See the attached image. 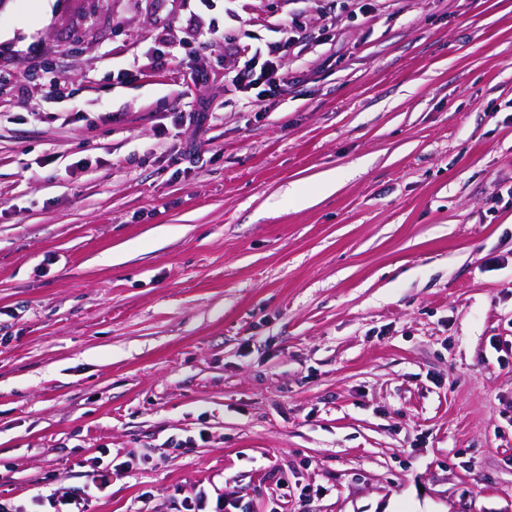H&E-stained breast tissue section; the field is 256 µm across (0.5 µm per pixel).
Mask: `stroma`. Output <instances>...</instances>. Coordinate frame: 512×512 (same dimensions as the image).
I'll use <instances>...</instances> for the list:
<instances>
[{"mask_svg": "<svg viewBox=\"0 0 512 512\" xmlns=\"http://www.w3.org/2000/svg\"><path fill=\"white\" fill-rule=\"evenodd\" d=\"M511 187L512 0H0V499L512 512ZM280 34L277 42L266 45L264 50L256 49L230 80L235 89L258 90L255 102H262L273 96L281 87L280 83L287 79L286 73L282 72L281 60L302 39L299 28L294 24L285 23ZM182 490L179 488L174 489L171 498L180 500V508L177 512H235L241 507L233 501H228L224 495H218L216 499H211L204 490H199L193 497L181 496ZM235 509V510H231Z\"/></svg>", "mask_w": 512, "mask_h": 512, "instance_id": "stroma-1", "label": "stroma"}]
</instances>
